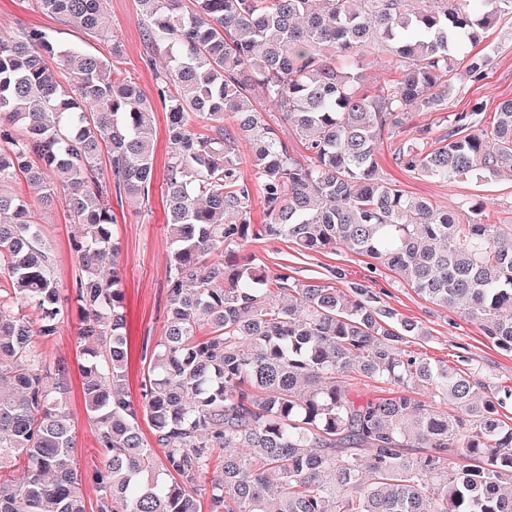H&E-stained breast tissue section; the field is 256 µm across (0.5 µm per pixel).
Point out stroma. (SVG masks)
I'll return each mask as SVG.
<instances>
[{"instance_id":"35a3bbf8","label":"stroma","mask_w":512,"mask_h":512,"mask_svg":"<svg viewBox=\"0 0 512 512\" xmlns=\"http://www.w3.org/2000/svg\"><path fill=\"white\" fill-rule=\"evenodd\" d=\"M40 27L53 30L65 44L91 52H107L109 41L119 43L123 51V70L134 78L153 101L152 139L155 176L163 178L168 151L166 112L157 100L155 74L166 66L164 55H156L154 66L144 58L147 47L137 0H105L102 28L108 40H100L67 26L56 17L43 13L37 0H0V29ZM483 45L495 47L494 63L484 80L460 86L448 103L449 112H460L476 101L482 102L486 114H494L499 102L512 98V21L503 20L486 32ZM434 113H413L397 135L396 142L385 144L379 155L383 173L399 182L408 194L423 197L438 206L455 207L470 199H483L487 214L494 224H512V180L485 182L460 180L443 183L426 179L401 169L394 160L397 141L414 136L417 127L437 124ZM13 189L26 198L35 220L41 226L54 263L55 276L61 288H71L78 267L70 240L76 228L63 207L43 208L38 191L25 179H16ZM116 238L119 242L118 264L125 293L128 336V381L132 397H139L147 364L143 361L145 345L160 336L166 316L169 277V242L164 228L161 189H154L147 209L115 207ZM244 253L263 260L271 271L287 267L290 274L303 281L332 280L342 289L366 287L377 295L381 305L394 309L399 316L423 324L428 334L413 340L411 350L432 363H445L475 372L490 391L512 389V353L492 346L484 337L478 322L465 319L437 306L412 288L396 282L385 268H372L368 259L349 253L298 254L292 245L281 241L252 240ZM77 311H70L60 325L57 336L36 346L48 362L66 359L76 364L78 328ZM72 389L69 408L75 422L76 456L81 468H89L101 460L96 430L90 423L82 397L78 372L70 374Z\"/></svg>"}]
</instances>
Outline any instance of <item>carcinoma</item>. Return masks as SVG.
<instances>
[{
	"label": "carcinoma",
	"instance_id": "obj_1",
	"mask_svg": "<svg viewBox=\"0 0 512 512\" xmlns=\"http://www.w3.org/2000/svg\"><path fill=\"white\" fill-rule=\"evenodd\" d=\"M38 2L100 32L102 0ZM137 2L148 48L168 59L157 94L170 241L166 321L137 400L122 279L101 270L118 254L110 196L138 206L155 182L153 105L122 76L116 44L104 56L43 28L0 33V512H88L87 482L95 512H202L215 461L209 512H512L500 413L512 389L491 394L407 349L427 330L368 289L271 275L240 250L265 239L367 257L512 352V224L490 223L481 199L448 210L412 196L378 161L412 113L443 112L457 86L486 77L494 49L476 47L512 0ZM380 50L393 78L369 87L364 61ZM444 121L439 136L426 124L399 143L396 164L443 182L512 180V99L490 123L479 103ZM20 174L81 227L77 359L103 458L91 470L75 459L70 367L34 345L57 336L67 298L28 202L4 191ZM366 379L392 389L371 394Z\"/></svg>",
	"mask_w": 512,
	"mask_h": 512
}]
</instances>
